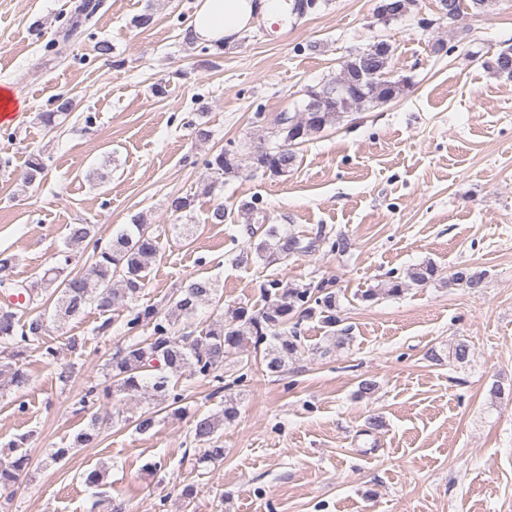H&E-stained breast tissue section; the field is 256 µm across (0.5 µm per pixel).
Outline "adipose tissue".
<instances>
[{"label":"adipose tissue","mask_w":512,"mask_h":512,"mask_svg":"<svg viewBox=\"0 0 512 512\" xmlns=\"http://www.w3.org/2000/svg\"><path fill=\"white\" fill-rule=\"evenodd\" d=\"M274 0H199L191 23L194 40L211 46L233 43L258 16L275 18Z\"/></svg>","instance_id":"obj_1"}]
</instances>
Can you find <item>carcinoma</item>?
I'll return each instance as SVG.
<instances>
[{
  "mask_svg": "<svg viewBox=\"0 0 512 512\" xmlns=\"http://www.w3.org/2000/svg\"><path fill=\"white\" fill-rule=\"evenodd\" d=\"M416 0H393L395 8L389 14L374 13L379 23H387L403 16ZM102 0H78L66 15L63 23L65 39L87 33L97 14ZM512 56V48L501 50L483 65L496 75L512 80V66L503 61L504 54ZM392 51L379 56L373 65L374 72H368L359 56L354 55L342 66L336 77L325 83L330 90L338 91V98L327 102L319 110L312 111L309 105L298 116L283 117L278 125L292 128L302 133L298 143H305L326 127L335 124L343 114L360 112L379 102H387L398 97L404 88V80L393 79L389 75ZM55 108L38 115L40 123L55 127L72 110L69 97L56 98ZM251 167L263 170L272 176L284 175L283 163L288 169L296 166L297 155L288 153L283 159L279 146L266 147L250 155ZM242 166L241 148L229 145L205 160L209 178L200 185L199 191L184 196H176L170 201V210L175 214L192 212L195 202L201 195H209L219 179L235 175ZM46 169L40 154H32L27 160L26 169L21 175L22 186L31 187ZM263 233L260 241L253 246L256 257L271 263H288L295 255L310 254L326 245L332 252H345L350 246L349 239L340 235L331 238L319 234L306 239L288 231H282L274 224L261 225ZM93 226L71 224L68 226L67 245L78 246L93 242L92 263L81 273L70 271L72 255L63 250L55 264L44 272L40 287L33 285L25 290L28 301L35 300L40 293L51 291L55 297L54 318L64 319L80 315L89 303L101 310L122 308L129 312L124 323L129 335L143 328L152 329L150 339L133 341L118 350L109 363L112 371V389L106 395L116 397H147L162 409L182 413L186 400L180 383L185 373L210 378L217 383L216 392L248 379V365H243L231 374L232 380L225 382L224 375L217 370L224 366L229 357L248 349L262 354V363L268 371L280 373L288 361L301 356L303 341L298 332L299 321L319 318L326 327L339 323L337 312L339 299L333 289V281H323L316 286L283 283L279 279L268 281L262 288L264 305L231 306L224 310L221 319L213 322L200 333H187L179 327L182 319L190 320L197 309L210 302L220 307L221 297L212 280L196 277L178 293L171 296L167 310L153 304H139V298L148 283L153 265L161 251V233L153 229L146 216L138 214L132 222L119 230L106 244L93 240ZM435 276V268L419 265L410 268L400 277L389 273L388 280L378 288H369L361 293V299L372 300L379 295L398 297L411 285H424ZM448 282L465 288H475L483 283V273H470L459 270L448 277ZM43 320L34 318L23 321L18 313L5 304L0 306V345L10 347L0 360V377L17 391L29 384V374L20 359L27 351L37 348L42 356L54 361L56 349L45 345L42 336ZM238 408L234 401H224L222 415L210 414L195 419L194 437L206 445L203 461L217 462L224 459V447L218 445V431L226 421L234 420ZM112 420L110 413L96 416L87 429L79 433L76 443L89 444L95 441L103 424ZM7 459L0 463V485L16 483L18 475L29 465L28 455L14 441L0 448V457Z\"/></svg>",
  "mask_w": 512,
  "mask_h": 512,
  "instance_id": "cac0c4a2",
  "label": "carcinoma"
}]
</instances>
